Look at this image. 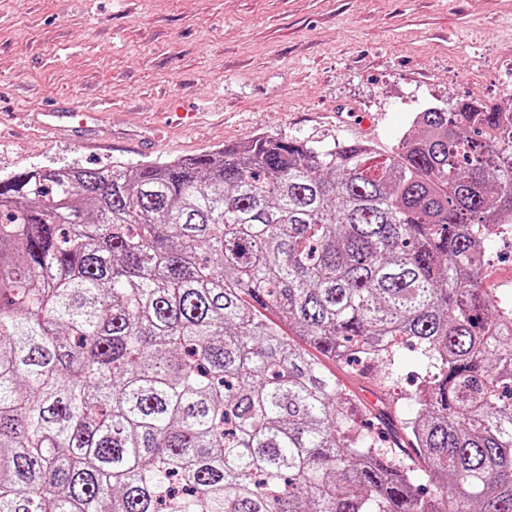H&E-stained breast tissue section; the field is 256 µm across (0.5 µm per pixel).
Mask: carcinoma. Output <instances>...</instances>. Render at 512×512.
I'll use <instances>...</instances> for the list:
<instances>
[{
	"label": "carcinoma",
	"mask_w": 512,
	"mask_h": 512,
	"mask_svg": "<svg viewBox=\"0 0 512 512\" xmlns=\"http://www.w3.org/2000/svg\"><path fill=\"white\" fill-rule=\"evenodd\" d=\"M412 125L0 179V512H512V108ZM499 254L500 259L497 258ZM484 282L486 288H491L494 294L511 299L512 288H507L512 283L511 249L503 246L497 248L494 260L485 268ZM327 366L333 373H336L340 383L351 390L361 403L367 406L377 403L379 394L372 383L352 377L334 363L327 362Z\"/></svg>",
	"instance_id": "1"
}]
</instances>
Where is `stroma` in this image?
Wrapping results in <instances>:
<instances>
[{
	"label": "stroma",
	"mask_w": 512,
	"mask_h": 512,
	"mask_svg": "<svg viewBox=\"0 0 512 512\" xmlns=\"http://www.w3.org/2000/svg\"><path fill=\"white\" fill-rule=\"evenodd\" d=\"M511 98L512 0H0V179L262 135L386 156L415 112Z\"/></svg>",
	"instance_id": "obj_1"
}]
</instances>
